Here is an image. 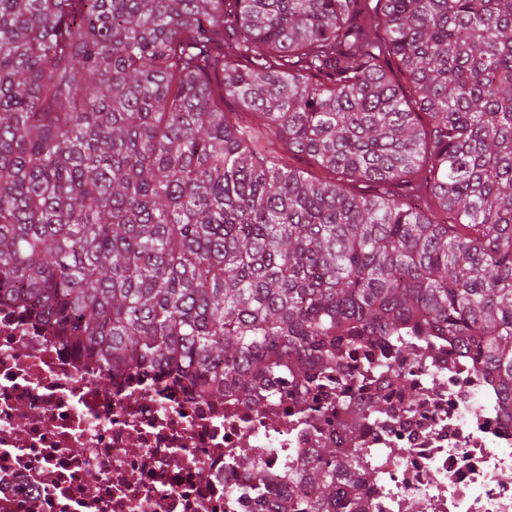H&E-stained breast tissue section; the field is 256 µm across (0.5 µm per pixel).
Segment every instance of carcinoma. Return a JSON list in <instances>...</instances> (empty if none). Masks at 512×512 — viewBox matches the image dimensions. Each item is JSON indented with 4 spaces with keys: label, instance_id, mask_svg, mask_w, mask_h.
I'll return each mask as SVG.
<instances>
[{
    "label": "carcinoma",
    "instance_id": "obj_1",
    "mask_svg": "<svg viewBox=\"0 0 512 512\" xmlns=\"http://www.w3.org/2000/svg\"><path fill=\"white\" fill-rule=\"evenodd\" d=\"M8 304L218 403L446 336L512 417V0H0ZM353 444L251 491L367 512Z\"/></svg>",
    "mask_w": 512,
    "mask_h": 512
}]
</instances>
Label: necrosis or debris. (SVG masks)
I'll list each match as a JSON object with an SVG mask.
<instances>
[{
    "instance_id": "obj_1",
    "label": "necrosis or debris",
    "mask_w": 512,
    "mask_h": 512,
    "mask_svg": "<svg viewBox=\"0 0 512 512\" xmlns=\"http://www.w3.org/2000/svg\"><path fill=\"white\" fill-rule=\"evenodd\" d=\"M319 395L316 429L280 377L216 405L98 367L0 307V512H268L245 491L255 458L279 493L321 434L354 435L369 512H512V418L496 381L442 336L357 350ZM369 423L350 428V411Z\"/></svg>"
}]
</instances>
